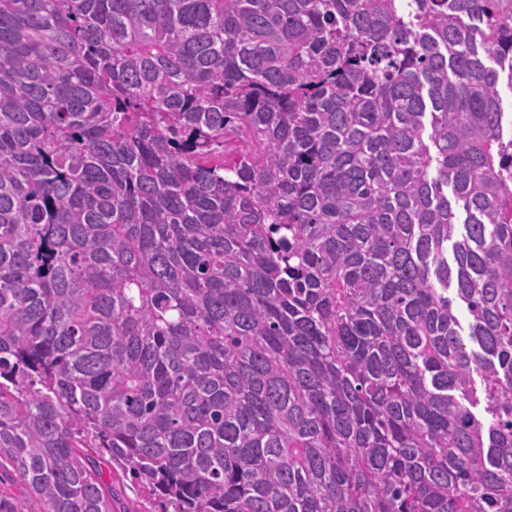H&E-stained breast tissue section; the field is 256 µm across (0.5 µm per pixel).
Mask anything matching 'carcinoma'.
I'll list each match as a JSON object with an SVG mask.
<instances>
[{
	"label": "carcinoma",
	"mask_w": 512,
	"mask_h": 512,
	"mask_svg": "<svg viewBox=\"0 0 512 512\" xmlns=\"http://www.w3.org/2000/svg\"><path fill=\"white\" fill-rule=\"evenodd\" d=\"M504 80L512 0H0V512H512Z\"/></svg>",
	"instance_id": "obj_1"
}]
</instances>
